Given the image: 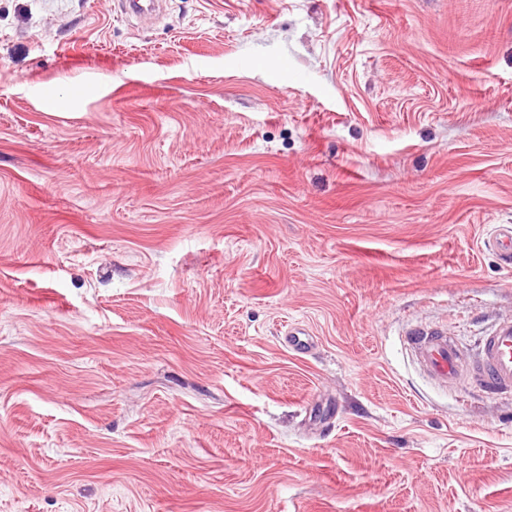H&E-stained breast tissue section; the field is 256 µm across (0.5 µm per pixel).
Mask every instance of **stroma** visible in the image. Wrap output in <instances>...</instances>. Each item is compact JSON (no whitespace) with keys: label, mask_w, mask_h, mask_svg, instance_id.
Listing matches in <instances>:
<instances>
[{"label":"stroma","mask_w":512,"mask_h":512,"mask_svg":"<svg viewBox=\"0 0 512 512\" xmlns=\"http://www.w3.org/2000/svg\"><path fill=\"white\" fill-rule=\"evenodd\" d=\"M498 224L512 0H0V512H512ZM444 331L414 329L406 346L421 369L448 386L468 377L488 394L512 395V318H503L480 337L477 354L468 360Z\"/></svg>","instance_id":"obj_1"}]
</instances>
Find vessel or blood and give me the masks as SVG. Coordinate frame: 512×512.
Listing matches in <instances>:
<instances>
[{
  "label": "vessel or blood",
  "instance_id": "obj_1",
  "mask_svg": "<svg viewBox=\"0 0 512 512\" xmlns=\"http://www.w3.org/2000/svg\"><path fill=\"white\" fill-rule=\"evenodd\" d=\"M487 246L503 262L512 261V225L502 224ZM406 346L421 369L440 383L469 379L486 393L512 395V318L500 320L480 337L477 354L467 357L446 332L415 329Z\"/></svg>",
  "mask_w": 512,
  "mask_h": 512
}]
</instances>
